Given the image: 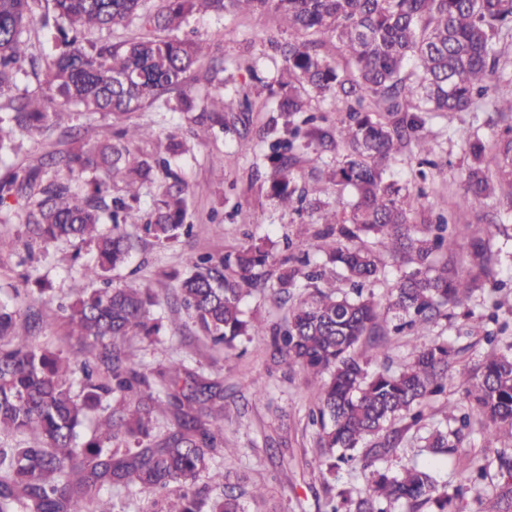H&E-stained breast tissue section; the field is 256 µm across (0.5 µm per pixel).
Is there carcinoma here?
Masks as SVG:
<instances>
[{"label":"carcinoma","instance_id":"obj_1","mask_svg":"<svg viewBox=\"0 0 512 512\" xmlns=\"http://www.w3.org/2000/svg\"><path fill=\"white\" fill-rule=\"evenodd\" d=\"M34 0H0V151L17 138L51 131L52 116L68 108L102 112L127 120L116 133L49 151L34 165L13 169L0 181V203L18 206L0 216L16 222L32 241L78 239L94 260L83 275L98 287L67 307L72 333L89 347L90 357L70 359L35 345L33 332L44 315L32 311L27 334L15 333L20 309L0 304V434L36 433L34 442L0 448V512H114L106 489L135 487L152 499L151 512H248V503L265 499V490L246 479L227 485L213 467L223 445L215 402L224 399L220 382L173 363L155 377L134 367L125 344L135 336L159 334L150 291L112 285L110 273L127 260L130 239L123 224H137L134 207L139 185L161 174L160 193L143 232L167 246L192 232L186 223L188 189L170 157L184 152L171 138L167 157L133 153L128 143L149 136L132 121L146 106L177 111L195 124L219 125L243 112L248 99L229 96L220 73L210 68L204 94L189 84L191 72L210 55L201 39L161 36L179 28L196 12L217 15L227 7L240 12H270L291 33L275 43L282 58L278 80L284 93L276 111L288 117L289 138L269 144L270 187L284 207L319 204L317 189L297 188L295 141L310 135L289 118L309 113L313 97L328 98L344 113L337 133L346 145L344 162L332 169L336 184L353 191L350 210L327 218L321 238L337 237L326 261L308 255L286 256L278 273L267 270L271 255L251 244L220 257L203 254L180 280L182 306L198 330L216 345L232 347L243 336L264 329L243 319L242 299L260 285L290 303L288 322L271 329L273 354L311 376L317 409L309 419L319 425L321 456L311 466L336 474L342 464L361 462L369 471L364 495L331 500L328 512H460L463 487L448 492L433 473L413 463L394 472L381 463L400 447L398 421L423 419L421 407L444 393L458 351L434 340L416 348L399 373H368L357 356L365 342L383 351L389 331L413 329L424 337L448 309L466 304L478 289L448 259L452 252L448 220L440 217L434 233L417 236L402 202L403 187L386 175L385 163L402 145L431 152L419 135L431 112H467L479 105L512 112V77L499 75L498 45L512 54V0H158L152 12L145 0H50L53 14L37 18ZM53 35L55 51L38 60L25 38L35 23ZM135 25L138 34L118 43L92 42L93 30ZM336 38L348 57L339 71L318 50L317 35ZM418 81L402 75L409 63ZM44 65V87L37 95L15 94L21 77ZM473 164L462 202L477 206L510 186L502 198L512 211V128L493 146L495 170L486 164L488 148L465 140ZM119 176L126 195L114 197L111 178ZM373 237L395 258L413 267L392 289L386 305L363 293L382 272L376 253L364 245ZM472 258L486 277L495 275V254L476 231ZM305 291L295 296L298 278ZM350 288L336 287L337 280ZM467 412L460 426L436 429L423 438L427 452L450 454L464 438L471 414L486 421L485 447L496 449L498 470L507 479L494 486L495 512H512V351L492 353L466 389ZM166 406L175 423L157 429L155 412ZM103 417L88 438L82 429L90 413ZM205 475L222 490L211 503L198 497L196 481Z\"/></svg>","mask_w":512,"mask_h":512}]
</instances>
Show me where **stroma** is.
Segmentation results:
<instances>
[{
    "instance_id": "stroma-1",
    "label": "stroma",
    "mask_w": 512,
    "mask_h": 512,
    "mask_svg": "<svg viewBox=\"0 0 512 512\" xmlns=\"http://www.w3.org/2000/svg\"><path fill=\"white\" fill-rule=\"evenodd\" d=\"M178 35L206 39L211 55L224 62L227 93L248 94L252 105L240 116V125L247 129L243 136L234 130L222 132L187 123L177 112H158L150 107L137 114V122L150 126L153 135L136 142V149L147 154L163 152L171 132L188 147L177 165L188 187L194 232L192 237L162 248L145 237L138 225H124L133 249L127 262L113 270L112 281L152 288L158 299L153 312L162 316L166 326L157 340L132 339L129 350L145 372L181 361L193 372L221 381L224 418L220 426L224 445L231 450L224 458V468L230 475L247 478L270 492L265 504L250 505V512H326L328 493L318 470L310 466L319 448L318 430L308 421L316 393L305 371L275 362L266 335L241 338L232 349L214 346L176 304L178 283L169 274L186 273L198 254L221 255L252 243L265 244L277 259L301 250L308 251L311 258H320L323 212L339 209L351 194L312 170L307 159L318 147L314 141L300 149L294 178L300 184L318 181L322 208L307 206L298 212L281 208L264 180L265 137L273 107L269 88L276 85L282 67L272 44L288 40L273 14L229 11L220 17L197 15ZM508 125H512V114L486 108L434 112L421 131L432 147L429 156L424 158L405 148L390 164L392 177L406 188L405 206L418 228L435 223L438 214L450 215L459 273L475 272L471 264L475 230H489L499 251L498 278L504 283L503 289L492 295L475 293L465 308L456 309L453 317L431 328L430 338L447 340L459 350L453 377L446 391L427 403L424 421L406 431L389 461L395 470L411 462L430 467L440 484L450 488L459 483L470 460L494 456V449L484 446V420L471 416L462 447L448 456L421 451V438L430 429L449 425V407L462 402L485 356L512 345V334L507 333L492 344L485 340L490 328L486 319L488 297L501 300L499 319L512 324V219H501L492 197L472 209L461 207L464 175L470 164L461 140L476 137L490 146L499 130ZM422 167L429 174L423 183L414 179ZM0 231L11 234L18 243L17 253L0 255V302L37 307L38 283L42 280L50 283L58 302L72 301L89 289V282L81 275L82 265L92 257L88 247L73 239L32 242L19 224L2 225ZM420 343V338L406 333L389 337L385 353L363 345L358 355L368 371H377L385 364L398 370L411 361Z\"/></svg>"
}]
</instances>
